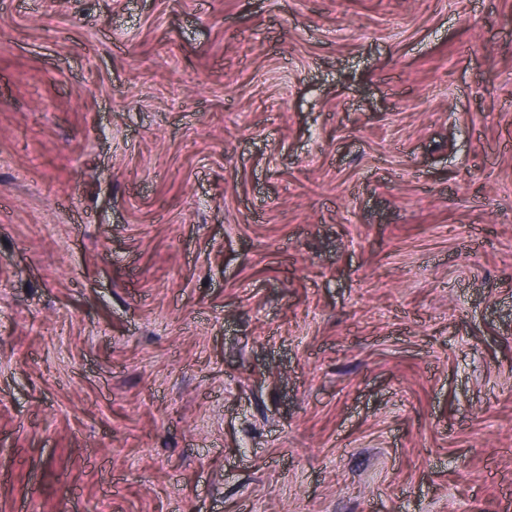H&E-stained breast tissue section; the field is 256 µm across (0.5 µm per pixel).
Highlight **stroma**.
I'll use <instances>...</instances> for the list:
<instances>
[{
	"instance_id": "stroma-1",
	"label": "stroma",
	"mask_w": 512,
	"mask_h": 512,
	"mask_svg": "<svg viewBox=\"0 0 512 512\" xmlns=\"http://www.w3.org/2000/svg\"><path fill=\"white\" fill-rule=\"evenodd\" d=\"M0 512H512V0H0Z\"/></svg>"
}]
</instances>
